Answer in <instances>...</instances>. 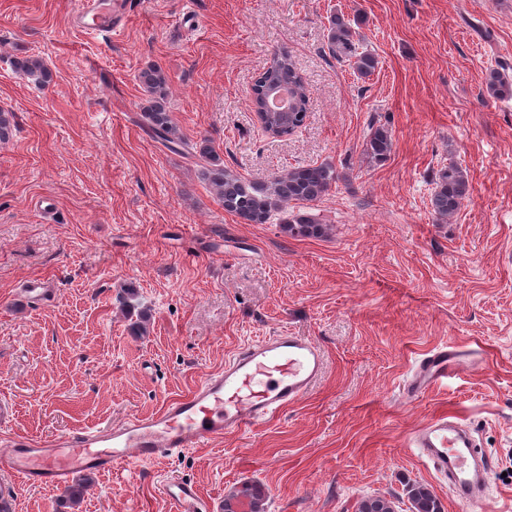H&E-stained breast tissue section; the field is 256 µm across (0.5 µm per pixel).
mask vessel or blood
<instances>
[{
  "instance_id": "b4317fda",
  "label": "vessel or blood",
  "mask_w": 512,
  "mask_h": 512,
  "mask_svg": "<svg viewBox=\"0 0 512 512\" xmlns=\"http://www.w3.org/2000/svg\"><path fill=\"white\" fill-rule=\"evenodd\" d=\"M130 11L128 0H79L76 21L94 17L98 29L117 28ZM460 351L444 345L417 363L405 390L419 394L447 384L460 371ZM325 370L319 346L305 336L279 330L238 348L222 370L208 375L188 396L168 401L157 413L120 423L79 429L34 442L18 434L0 449V512H9L18 486H66L79 473L108 474L134 462L174 459L227 433L241 432L276 416L313 389ZM427 466L447 480L456 497L480 500L486 472L474 468L479 456L472 436L450 414L434 417L412 438ZM176 512H210L197 486L186 480L160 485Z\"/></svg>"
}]
</instances>
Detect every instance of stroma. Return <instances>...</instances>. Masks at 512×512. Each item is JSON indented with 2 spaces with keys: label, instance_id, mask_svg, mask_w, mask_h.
Here are the masks:
<instances>
[{
  "label": "stroma",
  "instance_id": "stroma-1",
  "mask_svg": "<svg viewBox=\"0 0 512 512\" xmlns=\"http://www.w3.org/2000/svg\"><path fill=\"white\" fill-rule=\"evenodd\" d=\"M118 32L77 28V0H0V441L44 440L158 411L248 341L286 329L326 359L279 416L179 458L91 475L79 505L23 486L15 512H173L166 479L223 500L262 484L267 512H355L366 498L411 512L427 487L441 512H512V0H132ZM353 22L378 65L359 76L328 50L329 17ZM279 50L311 101L304 125L270 139L251 85ZM35 55L52 72L15 67ZM160 67L185 140L209 139L257 182L306 165L339 179L309 213L327 235L225 212L193 151L145 124L138 76ZM393 150L363 154L370 122ZM456 162L470 194L448 221L433 179ZM42 279L48 305L25 303ZM474 354L447 385L409 397L415 362L437 346ZM449 412L492 464L483 504L454 499L411 434ZM15 65L38 85L48 84L51 80L50 69L38 58L27 56L18 58Z\"/></svg>",
  "mask_w": 512,
  "mask_h": 512
}]
</instances>
